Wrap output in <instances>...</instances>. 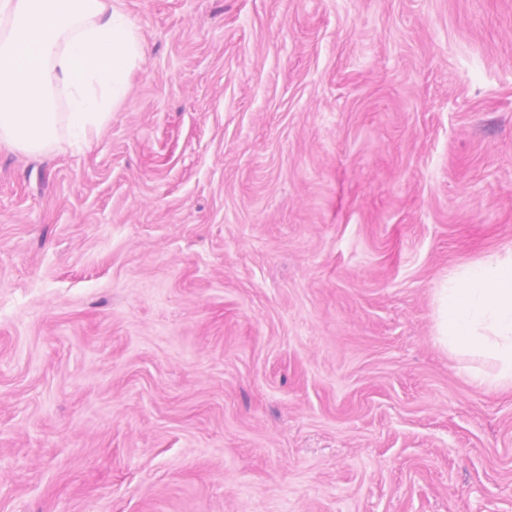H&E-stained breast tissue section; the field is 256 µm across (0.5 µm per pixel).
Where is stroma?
I'll list each match as a JSON object with an SVG mask.
<instances>
[{"mask_svg": "<svg viewBox=\"0 0 512 512\" xmlns=\"http://www.w3.org/2000/svg\"><path fill=\"white\" fill-rule=\"evenodd\" d=\"M88 145L0 149V512H512L436 336L512 247V0H120Z\"/></svg>", "mask_w": 512, "mask_h": 512, "instance_id": "35a3bbf8", "label": "stroma"}]
</instances>
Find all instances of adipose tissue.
<instances>
[{
	"instance_id": "adipose-tissue-1",
	"label": "adipose tissue",
	"mask_w": 512,
	"mask_h": 512,
	"mask_svg": "<svg viewBox=\"0 0 512 512\" xmlns=\"http://www.w3.org/2000/svg\"><path fill=\"white\" fill-rule=\"evenodd\" d=\"M437 328L451 352L493 363V372H475L474 381L512 388V251L449 276L438 297Z\"/></svg>"
}]
</instances>
